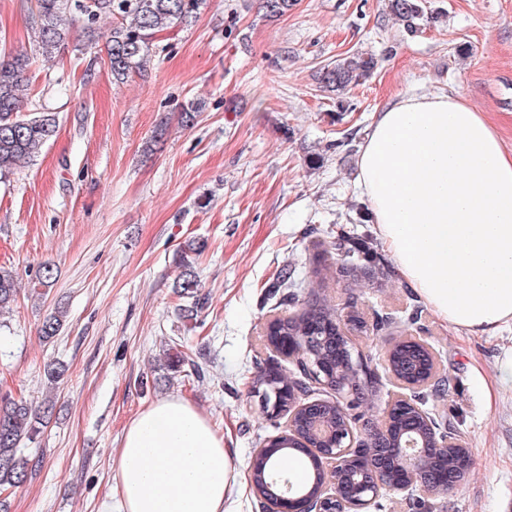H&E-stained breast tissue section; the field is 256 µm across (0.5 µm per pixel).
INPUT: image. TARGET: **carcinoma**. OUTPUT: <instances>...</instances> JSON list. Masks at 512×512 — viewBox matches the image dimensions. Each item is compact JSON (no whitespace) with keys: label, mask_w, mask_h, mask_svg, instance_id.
Listing matches in <instances>:
<instances>
[{"label":"carcinoma","mask_w":512,"mask_h":512,"mask_svg":"<svg viewBox=\"0 0 512 512\" xmlns=\"http://www.w3.org/2000/svg\"><path fill=\"white\" fill-rule=\"evenodd\" d=\"M203 0H34L35 25L38 31V51L45 59L55 58L67 44L71 29L68 14L73 11L84 17L88 39L96 36V24L101 18L115 21L107 41L108 67L115 80H124L133 73L146 70L150 43L157 33L177 24H184L195 17ZM293 6V0H262L261 8L269 17L285 14ZM387 8L409 34H415L423 23L434 20L425 13L424 0H387ZM30 56L25 52H9L0 56V178L6 177L28 163L56 132V116L52 112H41L37 116L20 114V95L26 81ZM378 66V59L371 53L357 52L346 55L322 72L323 87L341 98L345 93L368 80ZM336 254L343 257L344 264L336 268V275L357 280L359 255L362 248L346 231L336 233L330 242ZM203 244L186 241L176 253L178 267L182 268L176 287L182 295L193 298L200 288V280L194 270L191 255L202 252ZM55 273L52 265L45 264L31 288V294L41 297L53 285ZM277 287L290 288L292 292L285 300L293 303L298 287L292 266H283L277 274ZM17 282L12 271L0 268V311L15 302ZM65 311L57 309L43 321L39 333L49 341L63 327ZM315 336L316 342L306 345L303 337ZM269 341L277 349H287L288 355L297 359L311 354L317 356L331 376L340 377L356 385L364 381L348 361V351L336 332V308L330 305L320 292L313 288L301 312L281 320L269 335ZM420 353L408 346L399 349L392 359L393 371L407 376L419 366ZM272 368H262L253 381V392L263 399V404H277L283 410L288 405L302 400V396L314 391L306 377H291L279 373L281 393L276 394L267 385ZM371 386L363 388V397L356 408L360 412L353 420L362 422L365 438L357 447L363 456H371L378 448H389L393 444L390 431H380L372 426L366 412L370 410ZM53 405L35 412L23 401L0 396V489L7 490L22 485L33 469L31 460L21 453L20 444L30 440L38 432V423L52 413ZM309 419L300 429L298 448L283 456V461L272 465L261 456H252L250 468L256 494L264 493L263 484L277 483V477L288 479L292 489L309 490L312 486L329 479V474L313 465L310 457L314 453L302 448L310 441L312 423L320 420L329 425L336 421V409L328 404H313L308 409Z\"/></svg>","instance_id":"obj_1"}]
</instances>
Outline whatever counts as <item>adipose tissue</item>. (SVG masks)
Instances as JSON below:
<instances>
[{
	"instance_id": "1",
	"label": "adipose tissue",
	"mask_w": 512,
	"mask_h": 512,
	"mask_svg": "<svg viewBox=\"0 0 512 512\" xmlns=\"http://www.w3.org/2000/svg\"><path fill=\"white\" fill-rule=\"evenodd\" d=\"M358 183L396 273L457 330L512 324V152L484 112L448 94L379 112ZM118 512H224L234 478L224 440L188 402L142 410L113 461Z\"/></svg>"
}]
</instances>
